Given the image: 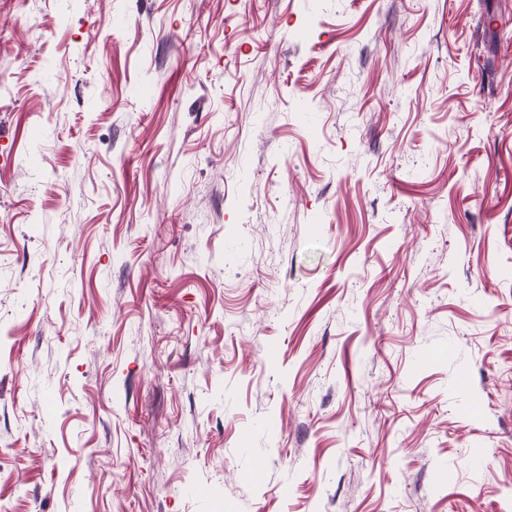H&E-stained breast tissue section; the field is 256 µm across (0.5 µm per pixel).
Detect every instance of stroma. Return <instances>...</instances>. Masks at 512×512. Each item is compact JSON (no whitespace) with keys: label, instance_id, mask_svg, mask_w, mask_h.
Returning <instances> with one entry per match:
<instances>
[{"label":"stroma","instance_id":"stroma-1","mask_svg":"<svg viewBox=\"0 0 512 512\" xmlns=\"http://www.w3.org/2000/svg\"><path fill=\"white\" fill-rule=\"evenodd\" d=\"M0 512H512V0H0Z\"/></svg>","mask_w":512,"mask_h":512}]
</instances>
